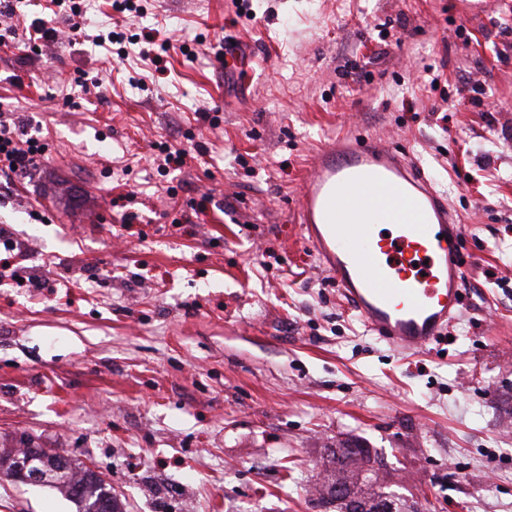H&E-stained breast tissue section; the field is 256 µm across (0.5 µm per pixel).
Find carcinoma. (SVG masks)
I'll return each instance as SVG.
<instances>
[{
  "label": "carcinoma",
  "instance_id": "obj_1",
  "mask_svg": "<svg viewBox=\"0 0 512 512\" xmlns=\"http://www.w3.org/2000/svg\"><path fill=\"white\" fill-rule=\"evenodd\" d=\"M360 443L346 444L338 450L332 451L329 460L331 464V479L320 493L319 502L323 505H336V512H348V504L355 505L354 512H378V507L383 499L389 500L395 512H417V509L408 510L405 505L397 500L388 499V493L381 491L380 469L377 465L368 469L370 459L359 457ZM70 481L74 486L82 489V496L75 498L70 494V488L64 485H50V488L58 491L76 506V512H92L97 504H105L104 512H122L121 505L112 496V487L88 473L86 466L72 460L68 464ZM344 495L350 499L346 504L338 495Z\"/></svg>",
  "mask_w": 512,
  "mask_h": 512
}]
</instances>
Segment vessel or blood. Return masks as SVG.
I'll list each match as a JSON object with an SVG mask.
<instances>
[{
	"label": "vessel or blood",
	"mask_w": 512,
	"mask_h": 512,
	"mask_svg": "<svg viewBox=\"0 0 512 512\" xmlns=\"http://www.w3.org/2000/svg\"><path fill=\"white\" fill-rule=\"evenodd\" d=\"M297 218L350 309L397 352H422L457 315L464 228L424 170L381 139L317 148Z\"/></svg>",
	"instance_id": "vessel-or-blood-1"
}]
</instances>
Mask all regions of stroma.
I'll return each mask as SVG.
<instances>
[{"instance_id":"stroma-1","label":"stroma","mask_w":512,"mask_h":512,"mask_svg":"<svg viewBox=\"0 0 512 512\" xmlns=\"http://www.w3.org/2000/svg\"><path fill=\"white\" fill-rule=\"evenodd\" d=\"M112 3L82 0L76 32L0 0V113L45 145L0 176L25 280L0 269V442L92 465L123 512H336L308 488L348 440L419 512H512V0ZM37 20L55 37L32 49ZM351 133L406 151L464 226L460 311L412 358L297 223L311 152ZM0 512L76 507L5 480Z\"/></svg>"}]
</instances>
